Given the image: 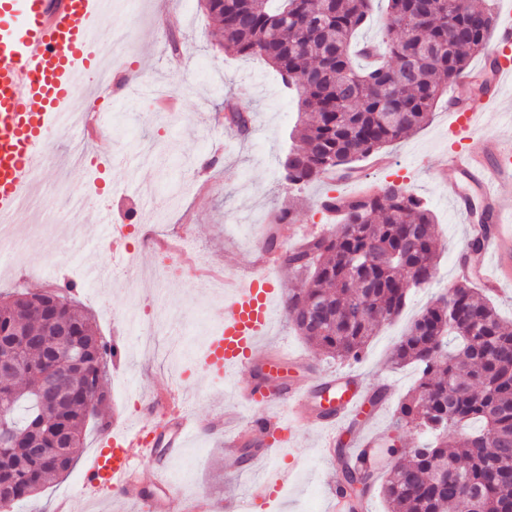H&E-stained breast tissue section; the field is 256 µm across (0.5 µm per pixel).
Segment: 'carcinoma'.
<instances>
[{"mask_svg": "<svg viewBox=\"0 0 512 512\" xmlns=\"http://www.w3.org/2000/svg\"><path fill=\"white\" fill-rule=\"evenodd\" d=\"M373 0H210L208 17L224 52L257 57L274 68L298 98L297 144L282 161L285 179L309 185L328 172L347 175L357 161L419 129L448 85L485 54L494 12L475 0H388L381 39L367 46L362 67L352 41ZM400 98V111L384 103ZM342 209L333 231L279 253L280 264L302 277L285 311L305 340L328 357L359 358L376 327L394 321L408 288L432 283L437 228L426 202L388 183L371 194L325 196ZM413 320L395 343L391 361L421 369L402 401L397 424L419 430L420 448L378 478L367 466L345 467L346 482L374 486L391 512H512V325L473 284L455 283ZM53 317L71 327L64 344L46 331L38 293L0 294L3 340L20 329L34 342L18 354L13 379L0 381V488L13 490L0 510L38 494L69 470L73 449L30 455L36 438L54 447L61 428L81 443L88 419L83 394L102 378L114 348L88 316L56 290ZM84 350L69 365L71 347ZM59 376L70 393L63 406L40 387Z\"/></svg>", "mask_w": 512, "mask_h": 512, "instance_id": "1", "label": "carcinoma"}]
</instances>
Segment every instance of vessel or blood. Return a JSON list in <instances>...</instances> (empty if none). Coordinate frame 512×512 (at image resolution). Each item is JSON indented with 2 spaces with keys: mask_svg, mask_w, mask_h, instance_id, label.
<instances>
[{
  "mask_svg": "<svg viewBox=\"0 0 512 512\" xmlns=\"http://www.w3.org/2000/svg\"><path fill=\"white\" fill-rule=\"evenodd\" d=\"M108 15L106 0H0V219L15 215L21 197L42 173L53 131L82 129L71 111L73 100L93 85L96 56L93 38ZM499 65L494 74L495 92L480 106L448 110L454 143L446 166L450 175L477 186L484 201L486 227H469L483 239L482 260L474 279L499 292L512 285V197L502 194L503 182L512 181V150L493 136L480 134L485 112L504 104L502 92L512 87V20L498 27L490 50ZM276 253L264 252L258 272L244 286L224 296V321L210 337L201 362L204 372L225 378L246 374L245 383L232 387L233 396L250 416L248 430L224 441L228 469L243 470L248 462L238 455L244 444L256 447V462L271 468L266 481L250 490L253 503L269 504L291 471L278 463V448L295 421L311 415V395L327 402L320 409L322 421L342 426L358 413L368 394L359 376L324 374L312 391L299 393L280 374L291 361L278 348L259 353L258 345L273 322L266 267L277 265ZM200 423L180 404L175 391L145 403L137 424L114 434L109 447L100 449L85 473L87 484L119 491L128 501L145 505L149 512H209L206 498L186 503L174 484L162 495L146 490L145 461L178 457Z\"/></svg>",
  "mask_w": 512,
  "mask_h": 512,
  "instance_id": "b4317fda",
  "label": "vessel or blood"
}]
</instances>
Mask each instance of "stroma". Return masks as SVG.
<instances>
[{
  "mask_svg": "<svg viewBox=\"0 0 512 512\" xmlns=\"http://www.w3.org/2000/svg\"><path fill=\"white\" fill-rule=\"evenodd\" d=\"M115 28L134 32L117 68L148 84L151 91L128 94L112 107L83 92L79 105L112 113L108 136L90 145L92 156H111L112 167L104 174L93 166H74L71 135L58 138L51 160L31 186L32 208L19 213L11 229L23 243L32 231H39L44 240L41 254L13 275L0 274V291L39 292L50 288L52 275L75 277V301L92 317L100 336L122 349L104 379L110 399L100 409L102 418L112 420L113 430H121L138 420L135 404L166 389H180L185 409L210 425L190 437L182 455L190 462L191 473L180 486L181 495L206 497L212 512H225V503L243 495L253 477L225 468L224 434L218 423L236 401L224 383L210 380L192 361L204 336L224 314V296L215 290L208 270H219L224 278L249 277L269 214L292 210L294 234L278 242L279 247H291L303 237L331 230L320 207L325 195L356 192L362 181L405 186L426 200L435 214L439 257L432 285L411 290L401 315L376 330L359 360L326 358L297 333L281 310L259 348L280 345L304 356L308 368L295 375L299 387L320 375L343 371L361 375L373 390L389 385L392 393L385 410L367 419L364 427L382 438L400 439L403 446L420 447L418 433L394 425L398 407L419 372L411 365H393L390 356L421 309L454 284L455 267L464 253L466 220L440 181L443 159L453 144L447 101L437 104L424 127L382 150L389 161L386 168L375 169L365 159L356 178L297 188L284 183L281 175V161L297 123L296 100L281 97V79L263 61L224 54L221 34L200 0H140L136 12L114 11L102 36ZM175 54L183 59L177 70L170 65ZM230 107L250 116L248 135L215 125L214 116L224 115ZM101 212L110 223L127 225L136 269L113 262L104 248V229L97 220ZM144 224H163L171 232L190 227L200 274L176 281L156 279L160 259L143 241ZM139 303L146 318L161 324L149 355L140 350L138 332L124 323ZM326 431L324 425L306 424L295 431L288 447L280 449L279 457L294 477L272 512H329L330 489L341 464L321 451ZM106 444L95 423H88L80 448L73 451L70 472L31 500L17 503L14 512H55L64 498L74 512H122L116 490L91 495L83 484L88 462Z\"/></svg>",
  "mask_w": 512,
  "mask_h": 512,
  "instance_id": "1",
  "label": "stroma"
}]
</instances>
